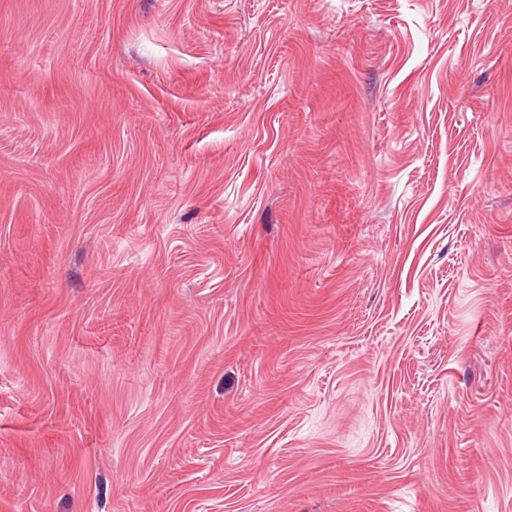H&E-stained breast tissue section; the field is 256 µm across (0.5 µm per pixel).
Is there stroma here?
<instances>
[{"label":"stroma","mask_w":512,"mask_h":512,"mask_svg":"<svg viewBox=\"0 0 512 512\" xmlns=\"http://www.w3.org/2000/svg\"><path fill=\"white\" fill-rule=\"evenodd\" d=\"M0 512H512V0H0Z\"/></svg>","instance_id":"obj_1"}]
</instances>
